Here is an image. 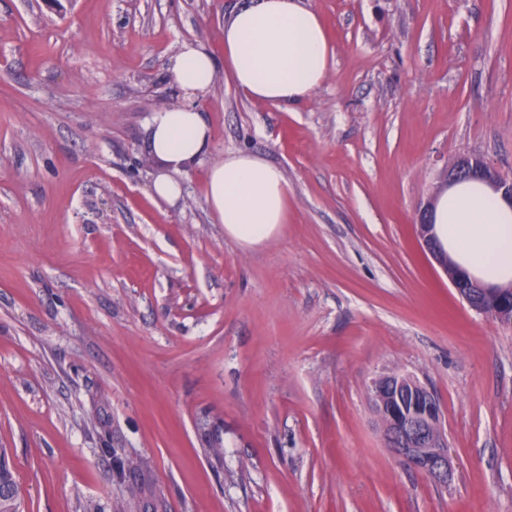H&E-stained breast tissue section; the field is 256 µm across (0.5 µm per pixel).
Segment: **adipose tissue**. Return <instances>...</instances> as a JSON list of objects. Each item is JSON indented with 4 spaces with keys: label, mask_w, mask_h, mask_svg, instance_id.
<instances>
[{
    "label": "adipose tissue",
    "mask_w": 512,
    "mask_h": 512,
    "mask_svg": "<svg viewBox=\"0 0 512 512\" xmlns=\"http://www.w3.org/2000/svg\"><path fill=\"white\" fill-rule=\"evenodd\" d=\"M330 54L321 17L302 0H254L224 25V63L236 88L270 105L305 99L324 81ZM167 71L184 102L158 108L147 126V150L159 164L153 198L177 200L182 175L208 157L206 204L225 234L247 245L275 237L288 214L281 171L247 153L214 157L212 132L195 106L213 83L214 58L186 41ZM433 220L443 248L468 271L488 284L512 279V204L490 186L475 181L448 189Z\"/></svg>",
    "instance_id": "adipose-tissue-1"
}]
</instances>
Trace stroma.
<instances>
[{"label": "stroma", "instance_id": "stroma-1", "mask_svg": "<svg viewBox=\"0 0 512 512\" xmlns=\"http://www.w3.org/2000/svg\"><path fill=\"white\" fill-rule=\"evenodd\" d=\"M243 0H0V448L23 512H512V326L414 224L459 156L512 181V0H304L333 58L302 102L217 69L224 153L281 169L288 220L228 239L206 164L154 201L144 148L186 40ZM439 400L448 485L387 448L369 386ZM140 489L130 497L129 485Z\"/></svg>", "mask_w": 512, "mask_h": 512}]
</instances>
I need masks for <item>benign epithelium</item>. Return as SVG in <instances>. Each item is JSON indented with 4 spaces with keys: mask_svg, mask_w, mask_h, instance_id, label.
Instances as JSON below:
<instances>
[{
    "mask_svg": "<svg viewBox=\"0 0 512 512\" xmlns=\"http://www.w3.org/2000/svg\"><path fill=\"white\" fill-rule=\"evenodd\" d=\"M465 174H475L495 191L512 201V182L497 176L495 168L484 158L460 157L444 176L450 187ZM433 208L419 210L416 235L423 246L448 275V280L468 306L479 312L486 306L500 311V317H512V285L488 287L471 277L448 256L433 234ZM371 397L378 409L385 442L401 463L407 464L447 485L452 475V462L441 424V409L435 395L408 373L380 375L371 384Z\"/></svg>",
    "mask_w": 512,
    "mask_h": 512,
    "instance_id": "benign-epithelium-1",
    "label": "benign epithelium"
}]
</instances>
